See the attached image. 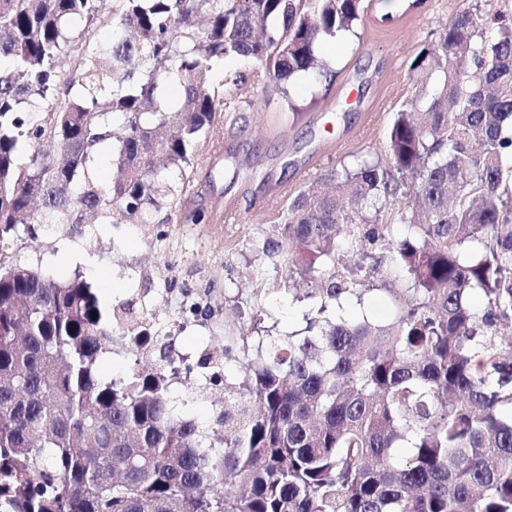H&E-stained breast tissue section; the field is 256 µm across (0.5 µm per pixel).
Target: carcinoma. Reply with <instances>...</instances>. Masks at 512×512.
Returning a JSON list of instances; mask_svg holds the SVG:
<instances>
[{
  "instance_id": "cac0c4a2",
  "label": "carcinoma",
  "mask_w": 512,
  "mask_h": 512,
  "mask_svg": "<svg viewBox=\"0 0 512 512\" xmlns=\"http://www.w3.org/2000/svg\"><path fill=\"white\" fill-rule=\"evenodd\" d=\"M116 2L105 18L99 0H0V249L87 211L106 223L183 211L160 169L191 164L223 114L213 67L243 57L271 96L299 73L329 83L319 42L362 12V0ZM412 69L434 82L395 113L388 162L333 168L281 213L305 273L332 263L318 314L361 300L343 224L403 292L389 324L315 319L310 336L258 347L234 385L222 358L174 364L173 337L135 302L106 308L81 275L0 260V512H512V16L456 13ZM171 80L185 97L173 125ZM45 141L57 155H36ZM110 141L116 175L100 186L86 173ZM388 210L407 235L390 237ZM116 336L137 360L106 378ZM196 371L190 399L224 393L205 422L170 397Z\"/></svg>"
}]
</instances>
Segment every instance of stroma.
<instances>
[{
	"instance_id": "stroma-1",
	"label": "stroma",
	"mask_w": 512,
	"mask_h": 512,
	"mask_svg": "<svg viewBox=\"0 0 512 512\" xmlns=\"http://www.w3.org/2000/svg\"><path fill=\"white\" fill-rule=\"evenodd\" d=\"M381 3L365 0L355 33L320 42L332 82L300 74L287 96L268 98L259 81L225 86V73H251L248 60L229 57L214 69L211 83L224 93V114L192 167L163 172L171 186L186 187L188 205L206 223L185 225L164 209L135 224L87 216L79 231L16 240L7 260L58 278L83 276L108 306L145 301L147 315L170 331L180 355L194 362L229 349L224 371L229 382H241L249 372L244 349H255L262 336H304L320 305L319 280L293 273V255L275 263L262 251L264 240L278 235L288 195L330 167L384 159L394 113L422 87L410 64L453 15L477 5L512 13V0H425L416 10L397 6L385 23ZM361 276L367 286L361 300L328 309V318L390 322L393 294L379 290L369 270Z\"/></svg>"
}]
</instances>
